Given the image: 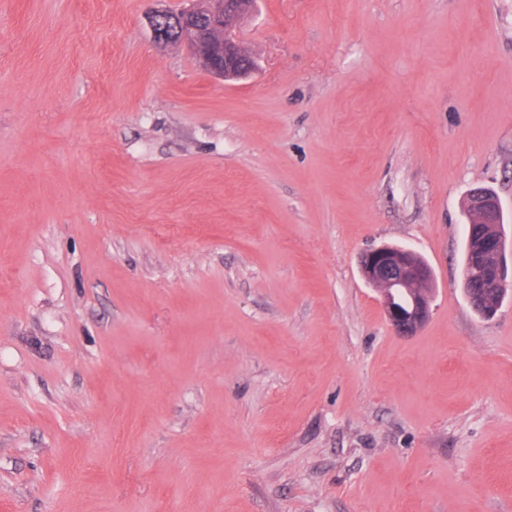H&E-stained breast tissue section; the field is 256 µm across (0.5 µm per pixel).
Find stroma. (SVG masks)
Wrapping results in <instances>:
<instances>
[{"instance_id": "stroma-1", "label": "stroma", "mask_w": 512, "mask_h": 512, "mask_svg": "<svg viewBox=\"0 0 512 512\" xmlns=\"http://www.w3.org/2000/svg\"><path fill=\"white\" fill-rule=\"evenodd\" d=\"M145 8L0 0V512H512L460 208L512 216V0H258L230 84ZM365 281L379 294L383 312L397 336L420 333L431 315L434 275L429 264L410 248L384 244L360 257Z\"/></svg>"}]
</instances>
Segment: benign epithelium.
<instances>
[{"label": "benign epithelium", "mask_w": 512, "mask_h": 512, "mask_svg": "<svg viewBox=\"0 0 512 512\" xmlns=\"http://www.w3.org/2000/svg\"><path fill=\"white\" fill-rule=\"evenodd\" d=\"M154 3L147 14L154 41L160 48L185 45L204 69L224 81L249 77L257 68L255 59L243 50L234 23L248 14L254 0H206L203 8H185L170 12ZM171 19L178 36L158 31L161 19ZM467 218L465 238L468 266L462 270L464 292L472 308H484L490 316L495 309L486 307L487 298L512 290L507 275L499 233L505 223L497 196L486 189H475L463 202ZM365 281L379 294L383 312L398 336L420 333L431 315L434 275L429 264L410 248L384 244L371 248L360 257Z\"/></svg>", "instance_id": "1"}]
</instances>
